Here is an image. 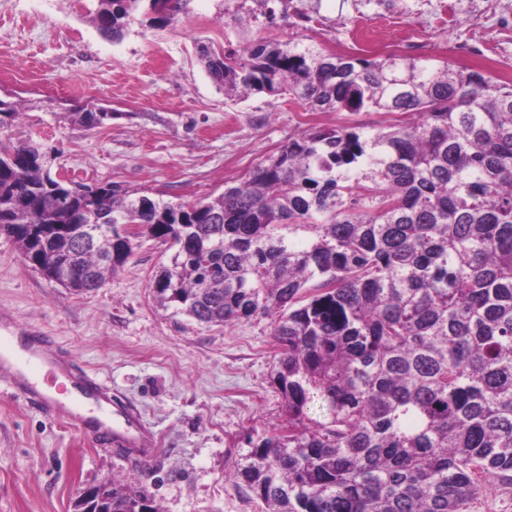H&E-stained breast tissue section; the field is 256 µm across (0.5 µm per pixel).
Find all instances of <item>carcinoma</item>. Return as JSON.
<instances>
[{
    "instance_id": "1",
    "label": "carcinoma",
    "mask_w": 512,
    "mask_h": 512,
    "mask_svg": "<svg viewBox=\"0 0 512 512\" xmlns=\"http://www.w3.org/2000/svg\"><path fill=\"white\" fill-rule=\"evenodd\" d=\"M121 41L188 0H95ZM199 50L234 101L286 94L314 112H379V127L309 129L237 186L193 202L51 175L46 152L0 137V235L76 291L101 287L143 236L176 248L159 304L202 324L271 319L286 422L248 439L235 477L266 512H473L512 486V82L434 58L336 54L245 38ZM21 115L0 98V131ZM112 117L80 106L65 118ZM88 224L112 236L84 241ZM128 231L120 235V230ZM319 396L321 421L306 409ZM158 512L112 487L98 512Z\"/></svg>"
}]
</instances>
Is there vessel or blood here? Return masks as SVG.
<instances>
[{
    "mask_svg": "<svg viewBox=\"0 0 512 512\" xmlns=\"http://www.w3.org/2000/svg\"><path fill=\"white\" fill-rule=\"evenodd\" d=\"M53 336L40 332L17 339L0 325V368L9 373L14 395L46 416L67 415L79 425H94L109 434L113 449H133L142 457L154 451V437L137 409L113 393L85 365L58 354ZM66 374L76 394L69 403L53 393L59 374Z\"/></svg>",
    "mask_w": 512,
    "mask_h": 512,
    "instance_id": "obj_1",
    "label": "vessel or blood"
}]
</instances>
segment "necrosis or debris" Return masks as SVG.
I'll use <instances>...</instances> for the list:
<instances>
[{
    "instance_id": "1",
    "label": "necrosis or debris",
    "mask_w": 512,
    "mask_h": 512,
    "mask_svg": "<svg viewBox=\"0 0 512 512\" xmlns=\"http://www.w3.org/2000/svg\"><path fill=\"white\" fill-rule=\"evenodd\" d=\"M400 0H372L370 11L349 21L336 40L340 53L381 54L438 48L449 59L492 60L503 39L512 38V0H422L406 12ZM466 23L468 34L449 39V30Z\"/></svg>"
}]
</instances>
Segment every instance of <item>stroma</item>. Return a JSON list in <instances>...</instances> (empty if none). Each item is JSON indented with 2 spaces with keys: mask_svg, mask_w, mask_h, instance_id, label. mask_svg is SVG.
<instances>
[{
  "mask_svg": "<svg viewBox=\"0 0 512 512\" xmlns=\"http://www.w3.org/2000/svg\"><path fill=\"white\" fill-rule=\"evenodd\" d=\"M92 7L0 0V97L26 105L8 135L54 155L55 176L191 202L245 181L301 131L391 120L312 112L281 95L225 100L198 60L200 44L238 39L223 0H189L177 22L133 25L120 42L89 23ZM86 104L110 108L111 119L94 129L64 119ZM172 253L140 238L99 289L78 294L27 267L0 237V317L55 336L138 407L159 441L145 466L131 451L100 450L0 380V512H73L78 493L101 483L146 490L159 512H262L233 470L247 438L282 421L270 322L206 326L161 307L151 281Z\"/></svg>",
  "mask_w": 512,
  "mask_h": 512,
  "instance_id": "35a3bbf8",
  "label": "stroma"
}]
</instances>
